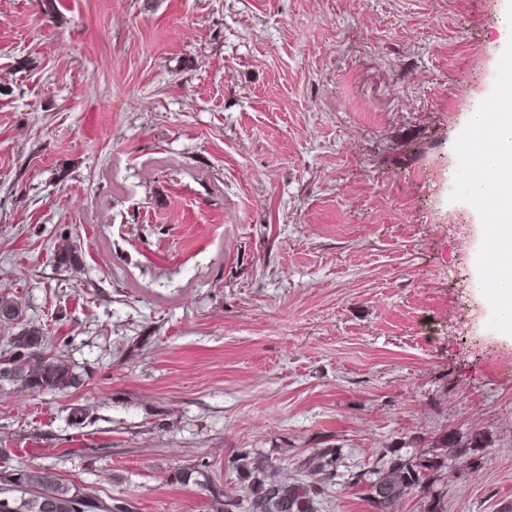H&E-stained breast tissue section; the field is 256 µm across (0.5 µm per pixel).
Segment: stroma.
<instances>
[{
    "label": "stroma",
    "instance_id": "stroma-1",
    "mask_svg": "<svg viewBox=\"0 0 512 512\" xmlns=\"http://www.w3.org/2000/svg\"><path fill=\"white\" fill-rule=\"evenodd\" d=\"M501 5L0 0V352L39 326L79 379L0 382V465L212 512L241 449L337 448L322 512H372L351 475L424 450L399 512H512V335L450 199Z\"/></svg>",
    "mask_w": 512,
    "mask_h": 512
}]
</instances>
